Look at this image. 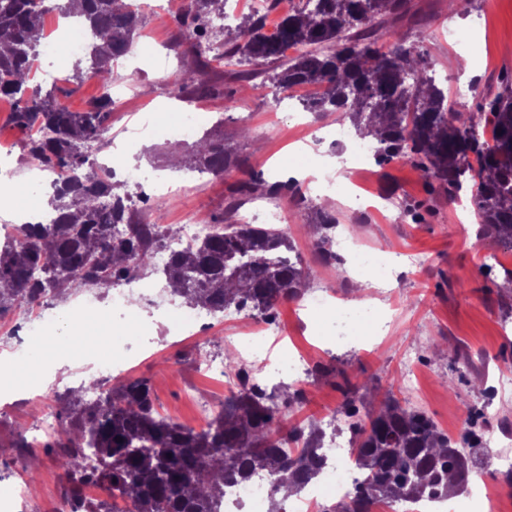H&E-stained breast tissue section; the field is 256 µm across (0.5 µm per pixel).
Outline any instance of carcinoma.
<instances>
[{
	"mask_svg": "<svg viewBox=\"0 0 512 512\" xmlns=\"http://www.w3.org/2000/svg\"><path fill=\"white\" fill-rule=\"evenodd\" d=\"M46 0H0V98L13 102L12 124L28 134L29 161L55 169L61 185L48 204L55 224H21L0 243V314L39 306L75 285L107 289L146 270L172 285L170 294L191 299L214 315L247 310L270 317L283 300L303 296L315 270L302 263L288 229L267 224H215L212 231L173 253L162 268L150 267L154 251L178 229L159 213L142 223L125 184L89 162L87 146L109 132L114 61L131 53L140 19L121 0H81L79 18L92 32L90 68H78L65 81L97 80L98 100L82 112L60 103L53 85H28L41 41L32 37ZM410 0H306L279 21L278 38L265 32V17L251 14L224 33L228 65L271 66L269 80L281 89L325 83L329 93L304 103L311 112H338L360 133L374 127V160L379 166L405 160L417 167L434 192L470 194L480 219L477 236H491L512 248V77L501 91L482 98L474 112L448 106V93L428 72V62L387 19H401ZM226 0H193L179 19L182 34L200 43L209 37V19L224 13ZM299 47L286 57L282 46ZM197 48L195 67L164 79L178 95L198 81L207 66ZM224 141L195 144L194 167L229 170ZM296 194L291 180L269 183L254 175L232 193ZM335 217L317 213L315 246L324 260L333 251ZM237 390L224 408L197 431L162 417L145 379H129L103 390L106 398L64 408L66 426L54 434V447L72 484V512H104L83 497L93 482L129 499L135 512H209L224 485L267 473L274 491L281 475L300 489L324 465L323 432L316 425L294 427L301 448H284L276 439L283 419L278 399L300 404L293 386L270 387L259 373L237 367ZM340 411L355 438V465L365 473L352 505L336 511L368 512L375 500L398 502L431 495L442 499L468 486L475 466L472 441L482 428L470 416L461 442L438 429L425 413L405 408L387 395L377 408L355 388L344 394ZM122 441H117V438ZM99 463L86 468L88 452Z\"/></svg>",
	"mask_w": 512,
	"mask_h": 512,
	"instance_id": "1",
	"label": "carcinoma"
}]
</instances>
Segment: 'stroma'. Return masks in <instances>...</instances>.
Segmentation results:
<instances>
[{
    "label": "stroma",
    "instance_id": "1",
    "mask_svg": "<svg viewBox=\"0 0 512 512\" xmlns=\"http://www.w3.org/2000/svg\"><path fill=\"white\" fill-rule=\"evenodd\" d=\"M141 18V36L155 43L151 58L129 54L115 65L119 74H135L136 82L123 90L125 103L114 104L109 118L111 133L137 127L139 113L149 109L175 114L195 111L208 115L203 130L223 140L236 164L224 178L210 181L190 178L187 144L167 138L156 129L142 132L134 146L121 150V165L153 170L157 177L183 185V193L162 201L166 223L180 224L183 213H196L204 223H241L244 216L278 207L275 199L255 197L232 200L231 184L262 173L267 181L288 179L275 170L296 141L308 139L315 168H330L350 157V141L336 139L339 124L335 112H307L291 101L273 98V85L262 65H248V77L232 73L222 57H214L199 85L172 95L156 72L164 66L175 73L193 64L191 46L177 42L178 27L159 10ZM399 28L409 44L425 50L430 73L448 93L449 105L460 112L475 111L480 98L497 92L500 78L512 74V0H463L460 13L448 9V0H411L408 15ZM468 55L470 73L459 71L454 60ZM470 84L473 97H457L456 88ZM13 104L0 100V152H10L14 182L30 191L38 183L30 172L24 134L8 121ZM366 204L358 205L337 193L324 181L301 182L306 205L294 209L289 232L305 265L315 269L309 285L313 294L330 292L357 303L368 278L339 274L325 263L313 245L309 228L322 210V197L333 199L331 208L343 233L368 248L399 250L415 261L396 268L392 287L396 306L387 334L378 346L355 343L332 351L322 365L335 368L326 377H311L307 402L282 408L285 420L306 426L326 408L340 407L347 386H365L372 403L393 395L402 405L425 412L453 438L465 426L461 414L481 410L484 436L512 435V401L495 398L493 386L501 372L512 373V248L496 239L477 238L476 224L460 214L442 195L431 193L421 172L399 160L386 166L370 165L355 172ZM421 204L427 210L424 223H414L406 205ZM171 297L158 290L152 305L142 306L135 323L92 321L90 331L103 347L125 344L138 358L130 375L148 379L161 416L195 429L205 428L225 397L223 384L196 367L200 348L223 357L229 336L241 329L239 315L230 312L213 320L205 337L174 336L154 324L152 307H167ZM275 318L288 334L287 345H275L272 357L284 347L312 351L317 326L301 301L288 300L276 308ZM41 351L39 373H51L52 386L65 389L74 366L83 355L76 340L62 335L24 345L23 354ZM415 355L420 388L411 391L402 383L407 355ZM49 390L37 385L18 388L17 400L0 401V474L29 481L41 512H54L63 495L62 470L53 448H26L30 430L42 411Z\"/></svg>",
    "mask_w": 512,
    "mask_h": 512
}]
</instances>
